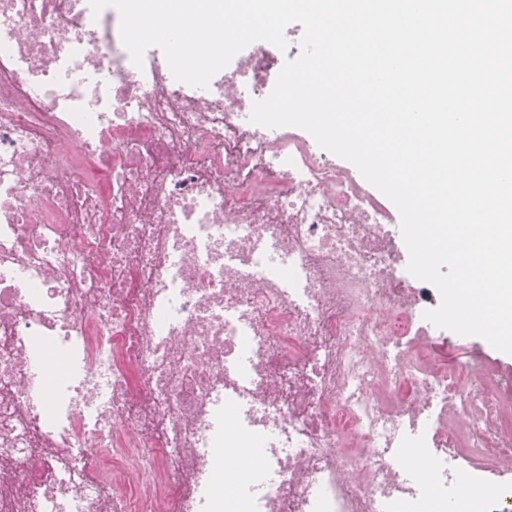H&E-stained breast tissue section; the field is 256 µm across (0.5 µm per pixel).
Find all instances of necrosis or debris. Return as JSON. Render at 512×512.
<instances>
[{
	"instance_id": "obj_1",
	"label": "necrosis or debris",
	"mask_w": 512,
	"mask_h": 512,
	"mask_svg": "<svg viewBox=\"0 0 512 512\" xmlns=\"http://www.w3.org/2000/svg\"><path fill=\"white\" fill-rule=\"evenodd\" d=\"M299 52L194 88L0 0V512H512V391L437 361L386 199L249 120Z\"/></svg>"
}]
</instances>
